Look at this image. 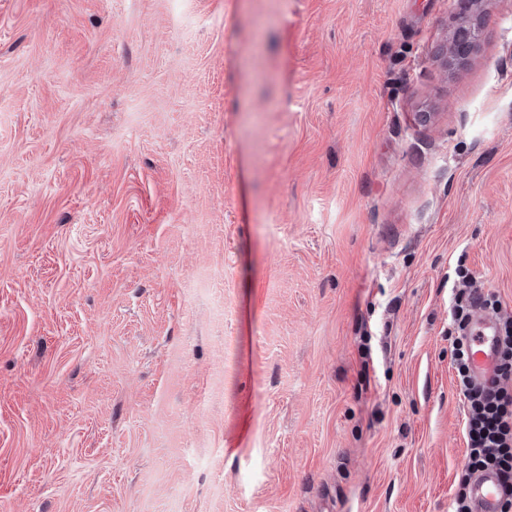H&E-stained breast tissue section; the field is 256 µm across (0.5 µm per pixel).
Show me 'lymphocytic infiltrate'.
<instances>
[{
	"label": "lymphocytic infiltrate",
	"mask_w": 512,
	"mask_h": 512,
	"mask_svg": "<svg viewBox=\"0 0 512 512\" xmlns=\"http://www.w3.org/2000/svg\"><path fill=\"white\" fill-rule=\"evenodd\" d=\"M472 277L461 272L460 287L454 296L448 339L458 386L469 405L466 420L467 461L458 479V491L453 512H470L469 485L479 471L495 469L509 491L500 512H512V316L501 313L494 297L486 303L498 314L503 331L505 356L498 368L492 387L476 385L469 374L463 332L473 310L477 289L471 286Z\"/></svg>",
	"instance_id": "lymphocytic-infiltrate-1"
}]
</instances>
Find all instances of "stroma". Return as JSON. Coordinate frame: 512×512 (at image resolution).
<instances>
[{"mask_svg": "<svg viewBox=\"0 0 512 512\" xmlns=\"http://www.w3.org/2000/svg\"><path fill=\"white\" fill-rule=\"evenodd\" d=\"M461 266L512 0H0V512H452Z\"/></svg>", "mask_w": 512, "mask_h": 512, "instance_id": "1", "label": "stroma"}]
</instances>
